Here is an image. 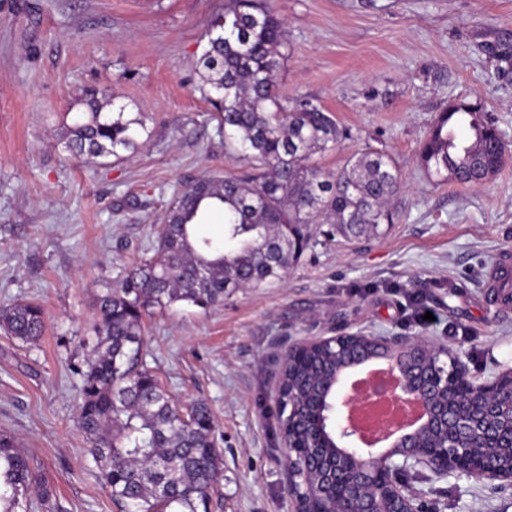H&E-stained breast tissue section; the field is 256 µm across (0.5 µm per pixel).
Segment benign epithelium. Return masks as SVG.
Here are the masks:
<instances>
[{
	"label": "benign epithelium",
	"mask_w": 512,
	"mask_h": 512,
	"mask_svg": "<svg viewBox=\"0 0 512 512\" xmlns=\"http://www.w3.org/2000/svg\"><path fill=\"white\" fill-rule=\"evenodd\" d=\"M365 337L382 345L383 353L343 367L330 384L326 411L290 406L288 417L303 421L306 435L288 444V492L294 512H418L406 475L427 468L435 475L487 479L512 485V424L494 421L512 417V369L476 383L461 356L419 336L388 338L362 332L330 337L342 348ZM383 361L399 372L405 389L426 409L425 422L402 433L387 448L373 452L360 446L346 420L353 400L350 376L370 362ZM447 390L452 402L435 394ZM329 419L336 439V466L326 475L323 499L308 494L307 472L318 461L328 440L322 420Z\"/></svg>",
	"instance_id": "benign-epithelium-1"
}]
</instances>
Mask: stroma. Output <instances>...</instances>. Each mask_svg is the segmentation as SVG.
Wrapping results in <instances>:
<instances>
[{
	"mask_svg": "<svg viewBox=\"0 0 512 512\" xmlns=\"http://www.w3.org/2000/svg\"><path fill=\"white\" fill-rule=\"evenodd\" d=\"M286 28L281 94L317 98L364 145L386 148L405 189L398 222L359 240L318 236L283 281L201 310L145 320L146 361L180 404L207 405L224 451L211 512H289L275 386L305 339L420 336L460 354L474 378L512 367V301L487 288L512 253V163L480 186L433 185L419 150L437 114L465 103L512 142V0H269ZM224 0H0V306L39 302L46 329L0 331V430L30 456L54 512H119L76 424L95 301L154 251V225L204 175L239 173L200 57ZM142 114L136 151L93 167L61 128L85 90ZM435 313L420 327L409 296ZM426 512H512V486L408 479Z\"/></svg>",
	"mask_w": 512,
	"mask_h": 512,
	"instance_id": "1",
	"label": "stroma"
}]
</instances>
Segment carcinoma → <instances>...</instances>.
Listing matches in <instances>:
<instances>
[{"label":"carcinoma","instance_id":"obj_1","mask_svg":"<svg viewBox=\"0 0 512 512\" xmlns=\"http://www.w3.org/2000/svg\"><path fill=\"white\" fill-rule=\"evenodd\" d=\"M286 44L283 22L265 0H224L210 23L202 77L224 125V147L247 169L212 173L180 192L156 231L153 256L107 283L96 299L94 336L81 378L77 423L112 501L124 512H208L222 477V455L209 408L184 410L143 361L144 316L177 302L208 309L240 288L280 280L327 224L336 235H379L395 223L394 201L404 188L384 149L352 153L334 170L316 156L351 133L315 98L280 94L277 75ZM63 124L65 150L87 165L135 151L142 120L98 92ZM427 176L478 185L512 159L501 131L474 108L453 104L439 113L419 153ZM224 217V249L199 233L211 214ZM42 307L21 301L0 308V329L38 340ZM343 361L321 345L279 366L278 429L288 438V398L311 404ZM35 476L14 437L0 431V512H30Z\"/></svg>","mask_w":512,"mask_h":512}]
</instances>
